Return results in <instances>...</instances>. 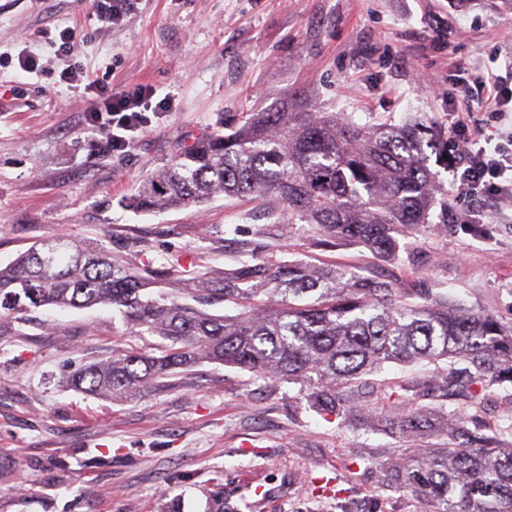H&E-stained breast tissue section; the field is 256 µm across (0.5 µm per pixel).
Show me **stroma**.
Returning a JSON list of instances; mask_svg holds the SVG:
<instances>
[{
    "instance_id": "stroma-1",
    "label": "stroma",
    "mask_w": 512,
    "mask_h": 512,
    "mask_svg": "<svg viewBox=\"0 0 512 512\" xmlns=\"http://www.w3.org/2000/svg\"><path fill=\"white\" fill-rule=\"evenodd\" d=\"M99 85H149L171 111L148 113L130 148L98 151L103 134L82 114L93 94L60 83L61 29ZM40 60L23 72L19 53ZM512 75V0H143L105 27L90 0H0V264L65 235L135 261L171 262L191 277L226 268L258 241L278 262L333 265L402 285L427 275L450 300L512 323V218L449 221L408 238L423 263L391 264L368 249L315 246L281 205L217 196L163 213L124 200L177 149L231 130L252 112L301 104L357 123L414 120L449 131L462 102L456 64ZM161 337L126 335L105 306L28 310L0 333V512H205L224 489L236 512H421L381 481L411 442L310 409L296 382L249 380L204 361L172 386L133 400L90 396L64 376L119 347L152 352ZM431 368L388 365L367 375L379 417L432 404ZM406 385L400 397L391 387ZM486 430L512 418V384L479 405L450 400Z\"/></svg>"
}]
</instances>
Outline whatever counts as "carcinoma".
I'll use <instances>...</instances> for the list:
<instances>
[{
	"mask_svg": "<svg viewBox=\"0 0 512 512\" xmlns=\"http://www.w3.org/2000/svg\"><path fill=\"white\" fill-rule=\"evenodd\" d=\"M435 162L448 165V139L416 124L361 125L334 112H256L229 134L213 132L175 152L127 198L137 212H163L217 195L270 199L288 223L309 224L317 244L355 242L386 260L422 224L448 223L436 197ZM215 272L184 278L173 265L134 264L65 236L0 266V323L27 307L110 305L128 332L168 341L160 354L121 348L87 364L67 383L89 395L134 399L201 361L267 380L304 384L310 407L338 417L362 393L361 377L387 363L426 362L446 392L512 383V325L461 308L417 276L397 288L372 275L304 262L273 264L258 247ZM241 308L212 314L221 303ZM410 437L434 432L448 447L417 452L383 468L382 483L403 487L427 512H512V421L490 435L456 412L438 421L411 405L389 420Z\"/></svg>",
	"mask_w": 512,
	"mask_h": 512,
	"instance_id": "carcinoma-1",
	"label": "carcinoma"
}]
</instances>
